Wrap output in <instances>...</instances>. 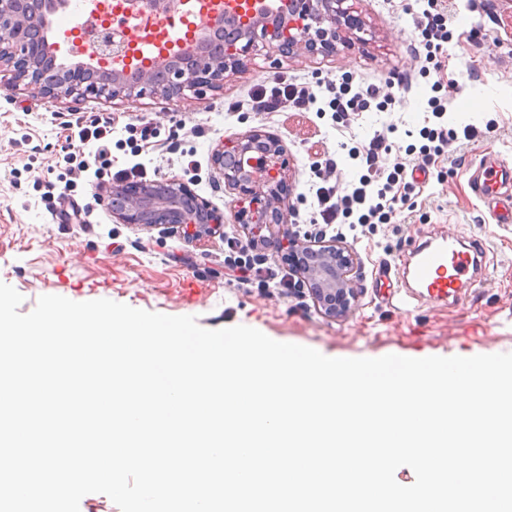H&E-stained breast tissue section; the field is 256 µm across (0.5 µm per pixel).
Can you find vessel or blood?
<instances>
[{"instance_id":"1","label":"vessel or blood","mask_w":512,"mask_h":512,"mask_svg":"<svg viewBox=\"0 0 512 512\" xmlns=\"http://www.w3.org/2000/svg\"><path fill=\"white\" fill-rule=\"evenodd\" d=\"M478 169L473 181L475 195L487 204L495 223L512 224V166L488 153L482 156ZM485 255L479 242L458 248L444 240H430L403 261L401 278L421 288L423 296L444 301L455 296L481 270Z\"/></svg>"}]
</instances>
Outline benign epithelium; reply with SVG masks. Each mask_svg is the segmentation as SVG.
Listing matches in <instances>:
<instances>
[{"label":"benign epithelium","mask_w":512,"mask_h":512,"mask_svg":"<svg viewBox=\"0 0 512 512\" xmlns=\"http://www.w3.org/2000/svg\"><path fill=\"white\" fill-rule=\"evenodd\" d=\"M247 2L250 18L214 14L204 22L195 47L164 55L151 69L130 70L110 32L90 41L88 61L57 62L61 46L48 39L50 18L68 0H0V67L9 68L13 86H24L36 99L64 97L78 105L88 98L148 93L175 105L189 92L200 99L208 91L223 90L226 78L246 68L259 42L283 54L303 48L328 56L336 53L340 39L336 18L349 28L358 25L341 8L343 0H280L277 10L266 0ZM212 159L224 186L237 194L229 206L232 223L253 227L250 244L276 253L288 247L305 255L298 277L315 307L330 317L348 314L361 292L357 257L334 238L293 229L290 211L282 208L288 195L283 142L254 129L217 147ZM103 201L121 224H177L188 238L223 227V218L208 203L173 180L157 188L144 182L114 185Z\"/></svg>","instance_id":"obj_1"}]
</instances>
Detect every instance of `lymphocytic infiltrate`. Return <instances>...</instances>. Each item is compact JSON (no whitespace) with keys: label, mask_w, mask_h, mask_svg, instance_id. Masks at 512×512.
I'll return each instance as SVG.
<instances>
[{"label":"lymphocytic infiltrate","mask_w":512,"mask_h":512,"mask_svg":"<svg viewBox=\"0 0 512 512\" xmlns=\"http://www.w3.org/2000/svg\"><path fill=\"white\" fill-rule=\"evenodd\" d=\"M428 110L437 123L421 129L424 143L412 164L397 162L389 167L384 166L383 155L388 152L389 146L385 135L379 132L374 134L368 145L349 150V158L357 161L362 169L358 180L343 187L325 184L315 190L317 207L325 225H333L339 219L350 217L356 218L361 225L390 223L398 215L397 195L401 188L407 187L410 171L428 168L435 157L444 155L458 140L471 141L479 137L480 131L476 126L467 125L456 130L445 124L447 100L430 98Z\"/></svg>","instance_id":"1"}]
</instances>
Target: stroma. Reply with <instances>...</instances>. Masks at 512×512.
<instances>
[{
    "label": "stroma",
    "mask_w": 512,
    "mask_h": 512,
    "mask_svg": "<svg viewBox=\"0 0 512 512\" xmlns=\"http://www.w3.org/2000/svg\"><path fill=\"white\" fill-rule=\"evenodd\" d=\"M431 3L447 15L453 36L424 78L423 61L410 45L418 37L415 20ZM343 7L360 25L341 28L335 55L301 50L276 61L263 47L223 91L177 106L149 95L90 98L76 107L65 98L36 101L24 88L11 87L10 71H1L0 282L22 295L20 313L53 294L191 315L208 330L245 325L333 358L512 352V224L494 223L472 190L484 152L512 164V0H344ZM285 79L309 90L305 108L252 109L256 90L277 93ZM345 81L356 88L391 83L393 113L327 115L331 86ZM435 91L448 99L451 125L471 124L487 134L453 143L431 164L428 180L401 190L396 223L360 227L346 238L358 258L363 293L344 317L322 315L305 289L287 295L236 281L227 241L243 237L242 227L228 224L222 233L187 239L175 224L118 223L99 199V187L111 185L114 172L133 166L140 180L186 184L228 215L232 196L212 153L259 129L286 145L293 220L311 232L319 215L312 191L318 161L335 156L342 181L351 180L348 148L368 143L393 115L403 124L389 135L391 147L422 145L423 108ZM106 116L114 126L109 165L95 162L90 144L82 155L86 167L77 171L65 161L72 150L69 125ZM146 124L156 135L144 145L140 130ZM441 233L481 240L485 275L457 299L419 297L408 311L395 310L380 285V267L395 268L415 246Z\"/></svg>",
    "instance_id": "stroma-1"
}]
</instances>
